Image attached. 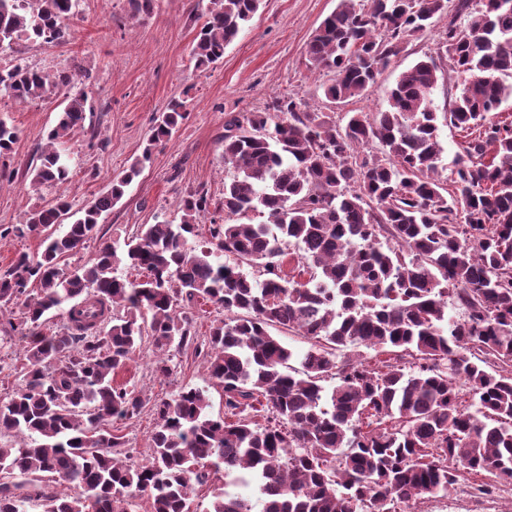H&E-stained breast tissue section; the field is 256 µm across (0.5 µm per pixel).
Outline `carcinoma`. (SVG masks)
I'll return each mask as SVG.
<instances>
[{
	"label": "carcinoma",
	"mask_w": 512,
	"mask_h": 512,
	"mask_svg": "<svg viewBox=\"0 0 512 512\" xmlns=\"http://www.w3.org/2000/svg\"><path fill=\"white\" fill-rule=\"evenodd\" d=\"M260 5L209 0L195 66L220 62ZM73 7L0 0V52L21 41L66 44ZM443 19L434 52L399 73L384 111L336 119L284 95L226 120L224 223L211 221L202 240L197 219L212 205L203 189L180 201L179 223L157 215L87 263L59 268L98 231L151 147L187 120L178 101L156 118L142 157L64 233L51 232L68 215L64 201L0 226V241L45 244L0 270V307L21 310L17 322L0 320V350L24 342L20 364L0 355V372L23 376L0 399V512L35 501L43 512H136L141 498L151 512H191L219 472L226 486L254 485L261 508L221 490L208 512H415L463 483L484 492L512 483V120L497 116L512 99V0L451 9L448 0H339L307 55L329 76L326 102L346 104ZM444 69L470 80L438 112L432 94ZM86 79L79 69L0 68V92L22 102L71 90L40 164L26 172L31 186L68 180L62 146L86 131ZM444 124L466 132L450 166ZM16 138L0 119V153ZM251 213L264 221L241 222ZM288 257L306 280L284 270ZM121 264L140 278L114 276ZM205 302L225 319L198 336L194 311ZM54 313L66 320L62 335L43 331ZM274 329L310 347L296 352ZM351 346L388 358L343 356ZM147 347L158 377L170 374L173 350L203 357L224 416L210 417L203 389L152 401L115 384ZM147 406L151 454L135 465L112 421Z\"/></svg>",
	"instance_id": "carcinoma-1"
}]
</instances>
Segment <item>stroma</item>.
<instances>
[{"mask_svg":"<svg viewBox=\"0 0 512 512\" xmlns=\"http://www.w3.org/2000/svg\"><path fill=\"white\" fill-rule=\"evenodd\" d=\"M337 0H262L253 19L224 51L213 68L195 70L190 57L194 38L205 20L208 0H154L150 16L132 19L129 0H75L72 37L62 47L32 42L16 46L13 56L55 73L82 67L89 74L90 121L98 133L75 138L69 149L70 179L62 185L32 189L23 176L36 163L39 149L55 125L63 94L20 102L0 96V118L16 127L18 138L0 168L15 172L0 188V225L24 223L34 207L54 204L66 195L81 210L105 193L115 176L143 151L151 157L122 200L99 224L100 234L77 253L60 261L70 270L92 259L103 243L124 239L135 226L153 223L157 213L178 218L179 201L190 192L224 193V118L231 112L264 111L272 98L288 94L309 108L323 107L322 75L314 73L306 46ZM436 25L408 44L397 65L384 70L364 98L350 102V112H380L401 69L431 52L443 34ZM175 98L186 100L189 117L175 138L149 147L154 118ZM153 355L143 350L116 375L117 383L151 399L168 398L185 386L207 389L212 416L224 412V398L202 361L180 354L168 378L152 372Z\"/></svg>","mask_w":512,"mask_h":512,"instance_id":"1","label":"stroma"}]
</instances>
